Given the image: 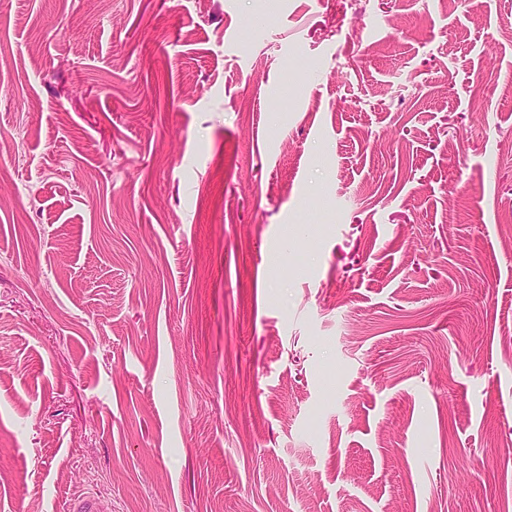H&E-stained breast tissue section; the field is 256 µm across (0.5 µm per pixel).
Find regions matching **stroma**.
<instances>
[{
  "label": "stroma",
  "instance_id": "obj_1",
  "mask_svg": "<svg viewBox=\"0 0 512 512\" xmlns=\"http://www.w3.org/2000/svg\"><path fill=\"white\" fill-rule=\"evenodd\" d=\"M512 512V0H0V512ZM112 511L109 505L106 504L95 493H84L69 501V512H106Z\"/></svg>",
  "mask_w": 512,
  "mask_h": 512
}]
</instances>
